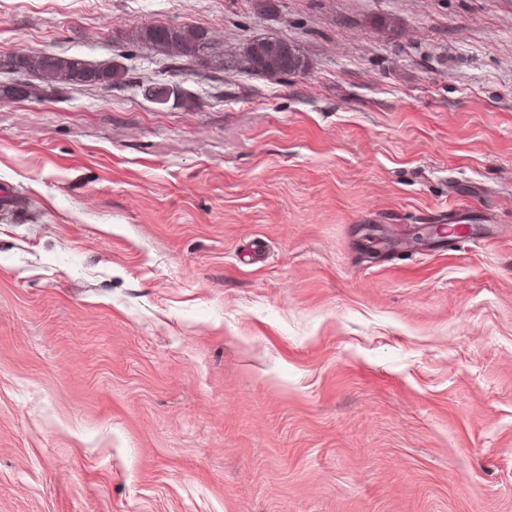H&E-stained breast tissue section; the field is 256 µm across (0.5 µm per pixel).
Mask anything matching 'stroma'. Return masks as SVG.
<instances>
[{
  "label": "stroma",
  "mask_w": 512,
  "mask_h": 512,
  "mask_svg": "<svg viewBox=\"0 0 512 512\" xmlns=\"http://www.w3.org/2000/svg\"><path fill=\"white\" fill-rule=\"evenodd\" d=\"M260 2L0 0V512H512V0ZM136 39L156 45L162 49L176 47L183 61L200 63L206 61L209 48V38L205 30L198 27H173L167 25H155L139 28ZM247 68L256 74L270 77L304 73L307 65L297 48L280 39H256L244 50ZM0 69L21 76L45 79L59 85H112L124 71L117 66L97 67L76 57H63L46 51L11 55L0 59ZM149 93H145V97L156 103V104H167L171 98H173L174 103L181 101L183 99V90L180 87L179 83H168V84H155L151 86H147ZM152 94L155 96L153 97ZM162 101H158V99H164Z\"/></svg>",
  "instance_id": "35a3bbf8"
}]
</instances>
